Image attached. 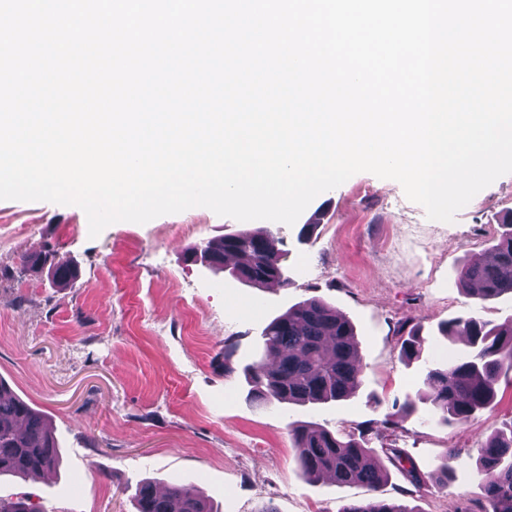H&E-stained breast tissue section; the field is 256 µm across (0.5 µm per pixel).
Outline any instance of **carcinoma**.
Here are the masks:
<instances>
[{
    "mask_svg": "<svg viewBox=\"0 0 512 512\" xmlns=\"http://www.w3.org/2000/svg\"><path fill=\"white\" fill-rule=\"evenodd\" d=\"M279 240L269 230L243 231L218 242L208 241L188 251L187 258L207 257L208 267L221 272L226 257L234 256L233 272L259 288L282 278L283 253ZM24 265L49 266L53 279L66 285L77 276L74 267L54 264L44 252L24 257ZM460 284L470 286L480 300L512 294V222L490 254L467 264ZM443 335L463 338L468 355L437 364L426 373L429 393L423 400L441 413L446 425L469 420L490 407L497 396L501 376L512 373V322L489 326L476 317L455 318L441 325ZM266 360L242 369L250 398L260 405L278 403L322 404L349 398L362 383L363 366L358 359L352 323L320 298H309L288 308L271 320L262 332ZM408 360L422 355L418 336L401 345ZM378 433L373 424L364 425L355 439L334 435L312 425H294L291 436L299 468L309 476L328 473L340 486L365 485L377 488L386 478L384 467L366 447L368 436ZM457 453L449 451L446 462L430 475L440 489L448 488L453 473L451 462ZM58 460V445L44 417L27 402L12 394L0 379V477H24L47 471ZM478 473L486 512H512V427L489 437L478 449ZM136 512H218L214 503L196 488L172 485L160 490L150 481L137 485ZM0 512H37L26 496L0 498ZM339 512H414L384 500L353 503Z\"/></svg>",
    "mask_w": 512,
    "mask_h": 512,
    "instance_id": "carcinoma-1",
    "label": "carcinoma"
}]
</instances>
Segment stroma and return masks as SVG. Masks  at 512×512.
<instances>
[{
  "label": "stroma",
  "instance_id": "35a3bbf8",
  "mask_svg": "<svg viewBox=\"0 0 512 512\" xmlns=\"http://www.w3.org/2000/svg\"><path fill=\"white\" fill-rule=\"evenodd\" d=\"M512 214V174L480 191L453 222L429 220L394 180L360 172L319 194L279 239L285 287L253 288L230 272L186 261L188 248L245 230L243 222L194 207L145 224L117 222L90 237L84 211L45 201H0V378L49 419L59 468L0 479V497L31 496L41 512H134L144 479L192 484L222 512H339L382 499L415 512H480L477 450L512 424V378L501 377L492 408L452 426L431 405L400 408L425 393L433 361L464 352L441 336L449 319L512 320V296L480 301L458 283L486 255ZM307 241L298 236L306 224ZM49 251L78 276L57 287L24 256ZM319 297L354 324L364 367L348 399L256 406L241 369L264 356L261 333L291 305ZM420 328L423 356L409 362L401 341ZM232 342L233 374L224 344ZM293 422L334 434L377 422L369 446L387 471L377 490L309 478L296 465ZM399 449L422 475L458 454L447 490L414 487Z\"/></svg>",
  "mask_w": 512,
  "mask_h": 512
}]
</instances>
